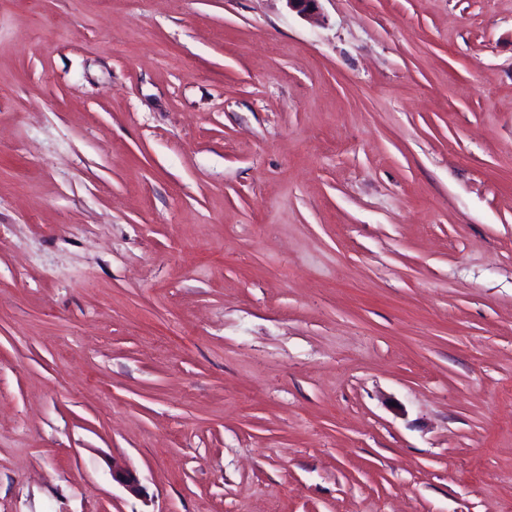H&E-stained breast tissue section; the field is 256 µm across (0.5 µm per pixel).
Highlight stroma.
I'll use <instances>...</instances> for the list:
<instances>
[{"label": "stroma", "mask_w": 512, "mask_h": 512, "mask_svg": "<svg viewBox=\"0 0 512 512\" xmlns=\"http://www.w3.org/2000/svg\"><path fill=\"white\" fill-rule=\"evenodd\" d=\"M319 6L0 0V512H512V0Z\"/></svg>", "instance_id": "stroma-1"}]
</instances>
